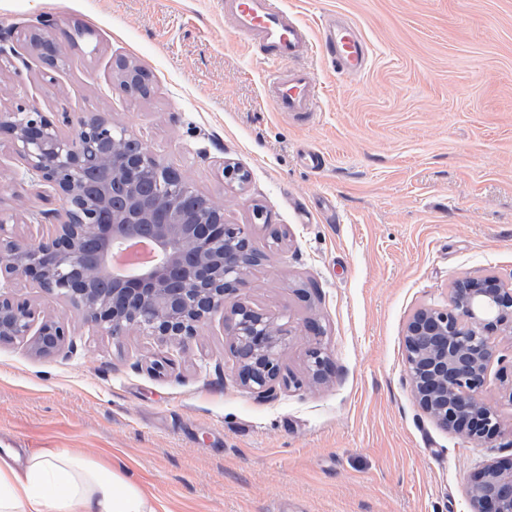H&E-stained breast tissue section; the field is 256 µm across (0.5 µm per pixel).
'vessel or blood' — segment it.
<instances>
[{
	"label": "vessel or blood",
	"instance_id": "b4317fda",
	"mask_svg": "<svg viewBox=\"0 0 512 512\" xmlns=\"http://www.w3.org/2000/svg\"><path fill=\"white\" fill-rule=\"evenodd\" d=\"M235 35L248 46L261 45L270 64L263 80L265 98L276 111L310 115L318 106L314 73L296 61L314 45L326 51L336 73L360 76L369 63V46L352 24L327 17L310 28L288 10L285 0H221Z\"/></svg>",
	"mask_w": 512,
	"mask_h": 512
}]
</instances>
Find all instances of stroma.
<instances>
[{
  "instance_id": "35a3bbf8",
  "label": "stroma",
  "mask_w": 512,
  "mask_h": 512,
  "mask_svg": "<svg viewBox=\"0 0 512 512\" xmlns=\"http://www.w3.org/2000/svg\"><path fill=\"white\" fill-rule=\"evenodd\" d=\"M286 4L312 26L344 15L371 53L350 79L312 49L319 108L307 119L265 100L264 55L218 0H0V106L111 114L223 204L227 223L251 225L264 259L246 299L297 330L261 397L232 380L222 314L184 345L115 336L15 279L11 293L65 321L73 346L0 345V451L79 449L134 476L159 512H469L472 472L512 456V380L490 373L483 398L500 431L473 444L418 407L404 330L459 279L512 285V0ZM78 26L58 71L23 45L30 30ZM121 59L149 73V95L119 89ZM307 146L323 169L304 164ZM227 165L244 185L223 180ZM59 206L1 141L13 233L38 235ZM257 206L269 224L254 223ZM314 323L334 373L298 389L288 380L305 374Z\"/></svg>"
}]
</instances>
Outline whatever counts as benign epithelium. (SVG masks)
I'll return each mask as SVG.
<instances>
[{"label": "benign epithelium", "instance_id": "obj_1", "mask_svg": "<svg viewBox=\"0 0 512 512\" xmlns=\"http://www.w3.org/2000/svg\"><path fill=\"white\" fill-rule=\"evenodd\" d=\"M27 46L51 69L64 62L47 33L30 34ZM119 70V88L135 90L139 67L122 61ZM2 136L61 205L46 233L25 239L0 217V280L30 278L114 336L136 328L183 344L222 311L238 356L235 381L261 395L273 392L294 329L246 300L247 277L261 264L248 225L225 223L222 206L144 143H130L127 130L101 113H66L56 122L18 105L0 113ZM99 144L101 176L90 185L81 176L85 149ZM114 179L128 196L119 210L111 207ZM163 180L177 190L149 201L140 196L141 184ZM104 274L112 277V292L88 287ZM68 336L65 322L38 324L27 301L0 291V343L26 340L35 354L47 356L62 350ZM505 337L512 339V289L494 276L461 279L448 304L418 308L406 323L404 345L407 379L422 411L473 442L491 438L499 422L482 390L492 364L502 361L497 341ZM330 367L315 342L308 380L324 383ZM468 496L471 512H512V460L482 464Z\"/></svg>", "mask_w": 512, "mask_h": 512}]
</instances>
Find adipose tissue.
<instances>
[{"instance_id":"ef3b65f1","label":"adipose tissue","mask_w":512,"mask_h":512,"mask_svg":"<svg viewBox=\"0 0 512 512\" xmlns=\"http://www.w3.org/2000/svg\"><path fill=\"white\" fill-rule=\"evenodd\" d=\"M0 512H158L146 490L121 469L49 448L0 456Z\"/></svg>"}]
</instances>
